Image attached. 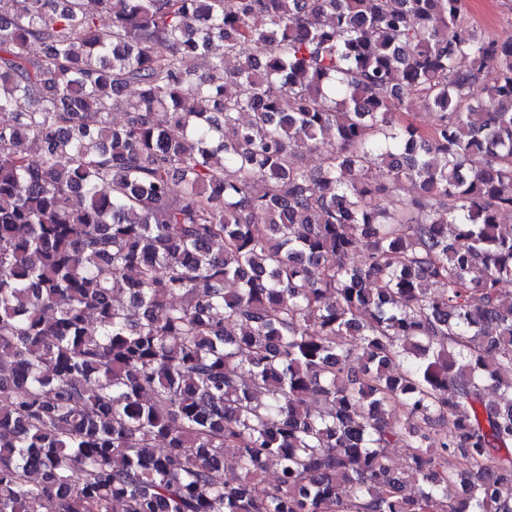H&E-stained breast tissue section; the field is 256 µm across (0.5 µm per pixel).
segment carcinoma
Instances as JSON below:
<instances>
[{"label": "carcinoma", "mask_w": 512, "mask_h": 512, "mask_svg": "<svg viewBox=\"0 0 512 512\" xmlns=\"http://www.w3.org/2000/svg\"><path fill=\"white\" fill-rule=\"evenodd\" d=\"M505 212L465 0H0V512H512Z\"/></svg>", "instance_id": "carcinoma-1"}]
</instances>
